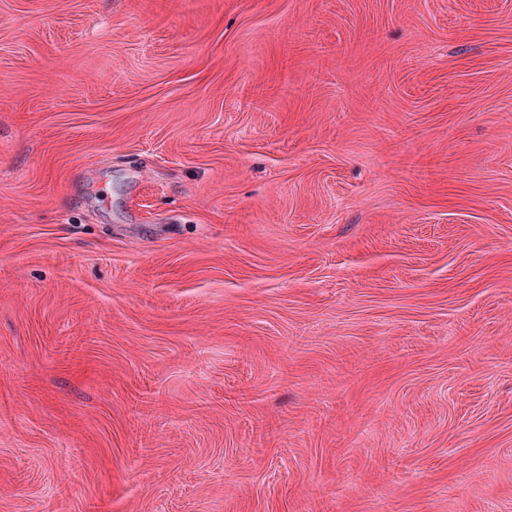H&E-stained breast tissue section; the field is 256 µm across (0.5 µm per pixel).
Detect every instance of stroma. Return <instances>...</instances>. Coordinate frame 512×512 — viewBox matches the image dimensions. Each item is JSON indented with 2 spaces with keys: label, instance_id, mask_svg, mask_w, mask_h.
Wrapping results in <instances>:
<instances>
[{
  "label": "stroma",
  "instance_id": "1",
  "mask_svg": "<svg viewBox=\"0 0 512 512\" xmlns=\"http://www.w3.org/2000/svg\"><path fill=\"white\" fill-rule=\"evenodd\" d=\"M0 512H512V0H0Z\"/></svg>",
  "mask_w": 512,
  "mask_h": 512
}]
</instances>
